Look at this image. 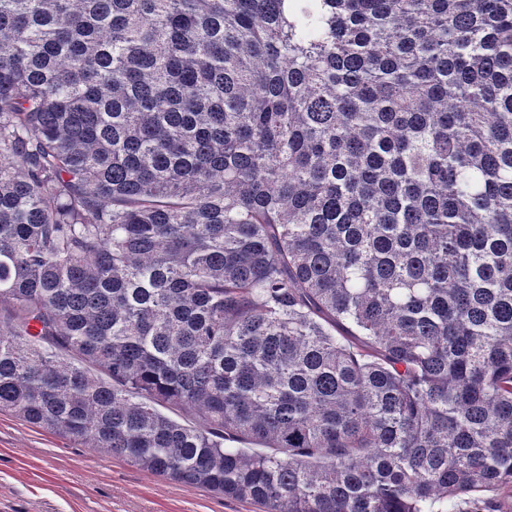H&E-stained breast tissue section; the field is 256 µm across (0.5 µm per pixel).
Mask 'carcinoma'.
Listing matches in <instances>:
<instances>
[{
	"label": "carcinoma",
	"mask_w": 512,
	"mask_h": 512,
	"mask_svg": "<svg viewBox=\"0 0 512 512\" xmlns=\"http://www.w3.org/2000/svg\"><path fill=\"white\" fill-rule=\"evenodd\" d=\"M0 411L261 512H495L512 0H0Z\"/></svg>",
	"instance_id": "carcinoma-1"
}]
</instances>
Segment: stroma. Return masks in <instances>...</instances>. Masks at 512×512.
I'll list each match as a JSON object with an SVG mask.
<instances>
[{"instance_id": "obj_1", "label": "stroma", "mask_w": 512, "mask_h": 512, "mask_svg": "<svg viewBox=\"0 0 512 512\" xmlns=\"http://www.w3.org/2000/svg\"><path fill=\"white\" fill-rule=\"evenodd\" d=\"M0 512H259L0 413Z\"/></svg>"}]
</instances>
